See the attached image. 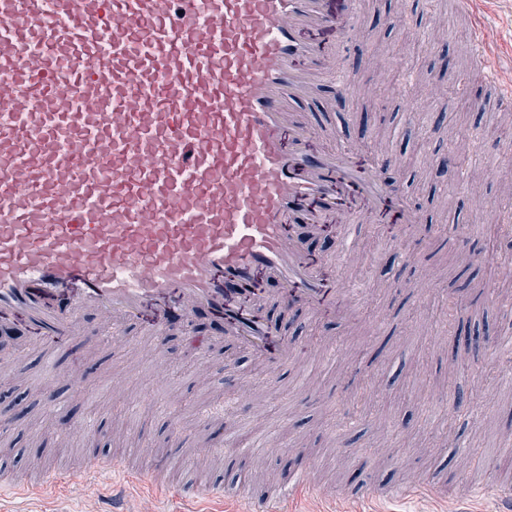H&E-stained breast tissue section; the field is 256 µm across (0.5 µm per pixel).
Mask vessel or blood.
I'll use <instances>...</instances> for the list:
<instances>
[{"label":"vessel or blood","instance_id":"b4317fda","mask_svg":"<svg viewBox=\"0 0 512 512\" xmlns=\"http://www.w3.org/2000/svg\"><path fill=\"white\" fill-rule=\"evenodd\" d=\"M360 11L361 0L341 16L328 0H0V312L70 336L85 311L134 322L146 298L175 290L178 319L223 313L227 336L257 348L264 325L225 307L257 273L286 304L318 309L320 282L293 227L333 212L337 185L364 194L354 223L390 199L403 223L421 221L379 167H355L354 148L309 147L319 127L301 104L324 82L349 81L299 33L351 30ZM481 78L494 111L512 112V81ZM110 465L113 512L128 489H175L165 470ZM65 485L62 471L0 476L1 490L25 497ZM317 489L297 474L261 512ZM480 491L512 512L511 483L465 489ZM445 492L414 479L357 497Z\"/></svg>","mask_w":512,"mask_h":512}]
</instances>
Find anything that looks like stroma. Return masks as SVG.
Returning <instances> with one entry per match:
<instances>
[{
  "label": "stroma",
  "mask_w": 512,
  "mask_h": 512,
  "mask_svg": "<svg viewBox=\"0 0 512 512\" xmlns=\"http://www.w3.org/2000/svg\"><path fill=\"white\" fill-rule=\"evenodd\" d=\"M400 13L410 19L406 37L386 24ZM477 13L488 60L500 69L512 62V0H481ZM468 29L453 0H363L349 40L334 29L302 33L326 53L340 51L351 78L347 92L328 83L305 104L324 126L312 151L356 146L360 169L374 156H392L397 183L422 215L418 232L400 224L390 203L371 223H352L363 198L357 188L342 190L335 213L306 244L323 290L320 310L285 308L265 281L255 299L237 301L242 315L258 312L273 324L260 353L229 340L221 319L172 320L174 293L147 300L128 326L87 312L74 337L54 344L16 318L13 331L0 333V419L10 425L0 435V461L24 453L19 477L80 466L104 433L113 456L143 471L165 459L170 477L249 488L247 498L213 499L210 512H255L266 485L287 484L286 445L294 441L304 444L314 480L335 490L298 501L299 512H343V495L373 481L512 480V365L486 349L452 365L453 338L441 315L442 295L459 274L455 260L469 256L478 272L476 308L512 337V304L501 302L512 283L499 282L496 271L504 256L496 231L512 195V170L502 164L512 156V112L481 114L488 92L464 48ZM455 82L467 95H449ZM475 126L486 155L466 154L469 180L442 181L436 158L449 139L468 147ZM476 192L494 206L491 216L474 208ZM428 267L440 276L426 283ZM344 288L363 300L350 321L340 313ZM151 324L165 327L162 341L145 336ZM109 335L112 345L102 344ZM284 339L292 361L267 372L265 356ZM75 367L77 385L69 379ZM229 434L248 450H229ZM345 448L360 449L367 467L342 456ZM112 482L102 471L57 495L0 493V512H106Z\"/></svg>",
  "instance_id": "1"
}]
</instances>
